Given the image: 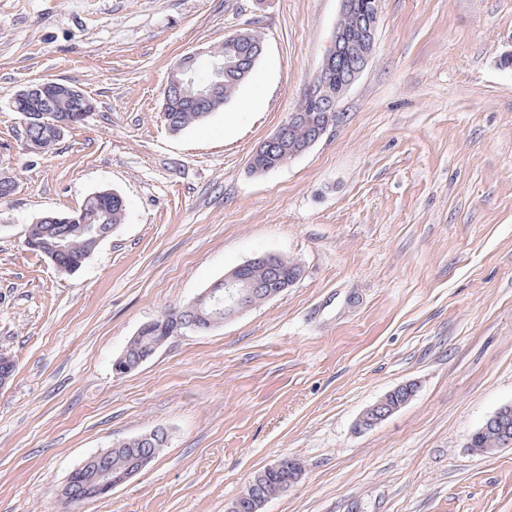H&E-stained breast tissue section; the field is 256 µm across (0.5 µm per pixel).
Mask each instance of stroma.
I'll list each match as a JSON object with an SVG mask.
<instances>
[{
  "mask_svg": "<svg viewBox=\"0 0 512 512\" xmlns=\"http://www.w3.org/2000/svg\"><path fill=\"white\" fill-rule=\"evenodd\" d=\"M339 0H0V512H57L90 455L161 426L142 473L80 512H225L278 459L306 472L264 512H512V447L471 449L512 405V0H380L336 127L251 174L327 54ZM265 52L222 111L173 133L176 61L242 28ZM32 82L95 110L24 148ZM111 189L123 224L74 274L24 244L37 218ZM265 253L300 279L137 370L146 322ZM379 424L362 413L402 385ZM65 91H73L67 88L64 83L55 82H33L26 85L23 89L18 92L19 98L27 97L29 99L33 97H41L42 95L50 97L63 93Z\"/></svg>",
  "mask_w": 512,
  "mask_h": 512,
  "instance_id": "obj_1",
  "label": "stroma"
}]
</instances>
